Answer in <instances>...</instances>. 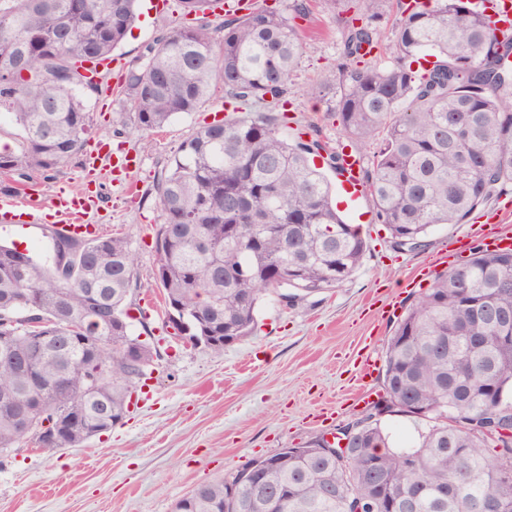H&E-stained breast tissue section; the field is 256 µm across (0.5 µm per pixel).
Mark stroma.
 Instances as JSON below:
<instances>
[{
    "label": "stroma",
    "instance_id": "stroma-1",
    "mask_svg": "<svg viewBox=\"0 0 512 512\" xmlns=\"http://www.w3.org/2000/svg\"><path fill=\"white\" fill-rule=\"evenodd\" d=\"M151 2L139 0L138 21L112 53V95L87 102L92 130L81 152L53 178L31 172L25 189L44 204L41 221L0 223V241L51 261L57 195L101 191L104 204L88 221L100 236L129 239L149 314L134 331L162 337L160 357L136 407L112 430L76 448L45 452L21 443L1 454L0 512H173L199 484L232 477L253 459L336 432L361 412L352 402L354 360L363 349L384 354L397 322L388 308L391 297H398V311L405 310L414 295L408 281L436 265L450 242L467 254L497 234L512 235L511 183L463 223L434 227L426 247L412 252L392 248L366 193L344 211L349 223L360 225L367 243L363 263L343 284L323 293L320 303L286 308L275 296L265 297L253 334L219 355L172 339L163 291L154 279L161 217L153 184L205 119L224 115L225 102L223 95H214L200 111L174 118L144 142L135 133H121L123 103L116 90L130 62L183 20L179 0H170L162 12ZM292 2L246 0L287 18H293ZM293 20L307 52L289 85V119L277 127L288 141H296L303 129L339 150L346 143L340 123L314 89L342 61L344 28L317 0L307 18ZM104 140L113 153L136 158L134 190L117 183L108 159L98 154Z\"/></svg>",
    "mask_w": 512,
    "mask_h": 512
}]
</instances>
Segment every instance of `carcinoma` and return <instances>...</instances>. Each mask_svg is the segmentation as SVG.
<instances>
[{"instance_id": "cac0c4a2", "label": "carcinoma", "mask_w": 512, "mask_h": 512, "mask_svg": "<svg viewBox=\"0 0 512 512\" xmlns=\"http://www.w3.org/2000/svg\"><path fill=\"white\" fill-rule=\"evenodd\" d=\"M345 62L316 89L343 134L380 140L366 182L396 250L426 246L512 183V39L495 38L471 0L401 7L393 62L378 45L386 0H352ZM136 0H0V117L24 149L0 172H54L83 147L86 99L105 93L83 63L106 59L136 20ZM171 28L128 68L122 126L145 134L196 111L211 88L256 118L229 114L185 140L154 186L161 211L156 281L168 320L186 321L215 354L255 328L265 296L285 307L341 285L365 240L336 208L309 157L319 141L283 139L268 117L288 103L305 53L290 19L264 8L217 25L218 0H180ZM53 261L0 243V453L28 440L78 447L120 423L155 371L162 338L131 332L137 259L124 237L52 231ZM137 310L139 316L132 315ZM431 422L394 450L380 416ZM452 422H447V419ZM56 420L29 434L25 424ZM349 448L321 438L198 485L174 512H512V251L473 247L397 321L378 400L351 423ZM498 428L497 440L485 429Z\"/></svg>"}]
</instances>
